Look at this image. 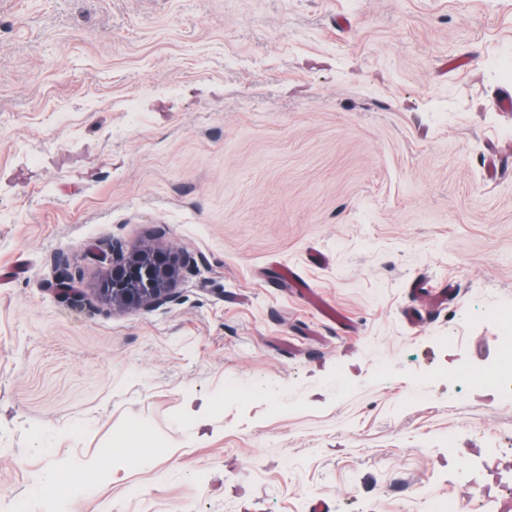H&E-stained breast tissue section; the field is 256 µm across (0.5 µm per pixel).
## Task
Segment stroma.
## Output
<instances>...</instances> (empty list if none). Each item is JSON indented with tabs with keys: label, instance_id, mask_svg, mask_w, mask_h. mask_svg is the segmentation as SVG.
Listing matches in <instances>:
<instances>
[{
	"label": "stroma",
	"instance_id": "obj_1",
	"mask_svg": "<svg viewBox=\"0 0 512 512\" xmlns=\"http://www.w3.org/2000/svg\"><path fill=\"white\" fill-rule=\"evenodd\" d=\"M507 93L512 0H0V512H498ZM109 261L107 278L100 288L102 299L112 307L137 309L170 302L183 270L190 269L194 259L187 254L151 246L112 244L110 258L105 252H94Z\"/></svg>",
	"mask_w": 512,
	"mask_h": 512
}]
</instances>
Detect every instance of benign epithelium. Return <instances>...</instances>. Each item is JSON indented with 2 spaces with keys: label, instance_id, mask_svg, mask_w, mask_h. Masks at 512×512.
Instances as JSON below:
<instances>
[{
  "label": "benign epithelium",
  "instance_id": "7a95c632",
  "mask_svg": "<svg viewBox=\"0 0 512 512\" xmlns=\"http://www.w3.org/2000/svg\"><path fill=\"white\" fill-rule=\"evenodd\" d=\"M111 266L101 288L102 299L114 308L137 309L165 304L175 296L182 272L194 259L187 254L151 246H112L97 253Z\"/></svg>",
  "mask_w": 512,
  "mask_h": 512
}]
</instances>
